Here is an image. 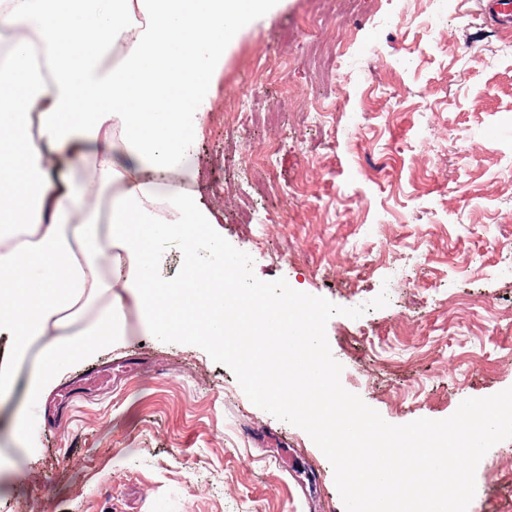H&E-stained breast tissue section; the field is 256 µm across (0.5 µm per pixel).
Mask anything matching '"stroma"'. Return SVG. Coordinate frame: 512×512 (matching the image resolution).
Returning a JSON list of instances; mask_svg holds the SVG:
<instances>
[{
	"label": "stroma",
	"mask_w": 512,
	"mask_h": 512,
	"mask_svg": "<svg viewBox=\"0 0 512 512\" xmlns=\"http://www.w3.org/2000/svg\"><path fill=\"white\" fill-rule=\"evenodd\" d=\"M342 67L321 76L313 21ZM294 30L286 100L246 77ZM253 90L256 113L233 123ZM315 104L322 124L304 123ZM276 143L271 172L240 155ZM196 178L215 232L269 298L318 313L317 349L348 404L396 430L454 421L512 392V32L476 0H284L226 51L211 80ZM249 204L253 224L242 223ZM112 384L17 431L25 382L0 399V512H346L340 468L285 403L257 398L241 362L182 338L131 336L91 360ZM465 512H512V419L477 461L457 457Z\"/></svg>",
	"instance_id": "obj_1"
}]
</instances>
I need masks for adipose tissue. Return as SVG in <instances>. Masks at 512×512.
<instances>
[{
  "instance_id": "1",
  "label": "adipose tissue",
  "mask_w": 512,
  "mask_h": 512,
  "mask_svg": "<svg viewBox=\"0 0 512 512\" xmlns=\"http://www.w3.org/2000/svg\"><path fill=\"white\" fill-rule=\"evenodd\" d=\"M274 2L0 0V24L34 21L52 66L43 82L24 41L0 63V338L9 344L0 395L17 381L16 362L29 359L26 401L37 410L69 372L127 336L132 308L144 332L231 351L262 399L287 400L336 455L358 512H448L449 499L468 493L449 456L477 458L491 447L512 396L496 401L491 418L463 406L465 435L454 423L384 431L344 402L318 362L313 308L292 293L269 301L258 282L225 294L237 265L223 239H212L207 262L195 255L215 218L173 174L194 147L225 45ZM84 157L91 173L78 183ZM107 192L106 210L87 209ZM162 239L183 244L179 279L157 275ZM279 349L289 375L270 381ZM395 445L406 448V467L424 461L446 477L450 494L395 493L387 464Z\"/></svg>"
}]
</instances>
